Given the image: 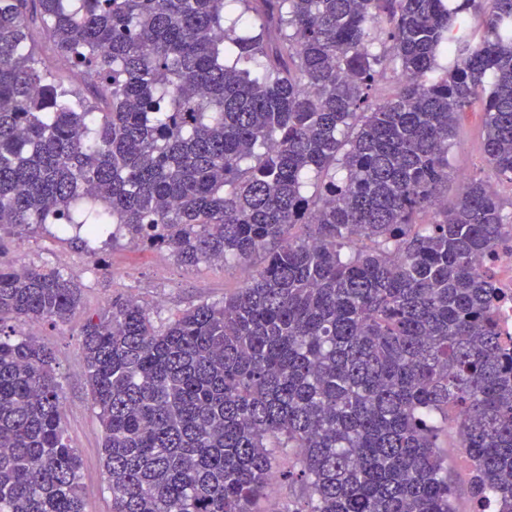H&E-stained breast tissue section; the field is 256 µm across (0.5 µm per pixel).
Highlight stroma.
<instances>
[{
	"label": "stroma",
	"mask_w": 512,
	"mask_h": 512,
	"mask_svg": "<svg viewBox=\"0 0 512 512\" xmlns=\"http://www.w3.org/2000/svg\"><path fill=\"white\" fill-rule=\"evenodd\" d=\"M482 140L481 114L474 107L461 118L449 155L447 198L456 197L463 178L485 170ZM264 260L260 251L244 262L186 266L168 249H149L122 236H105L88 245L52 224L20 233L0 232V264L58 267L83 285L80 306L68 323L23 325L19 331L38 336L55 354L63 387L65 435L82 461L79 494L86 512H112V500L101 459V426L91 405L79 348L84 324L117 296L135 298L157 322L167 321L193 305L221 301L246 286Z\"/></svg>",
	"instance_id": "35a3bbf8"
}]
</instances>
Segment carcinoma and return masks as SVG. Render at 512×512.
I'll return each mask as SVG.
<instances>
[{
  "mask_svg": "<svg viewBox=\"0 0 512 512\" xmlns=\"http://www.w3.org/2000/svg\"><path fill=\"white\" fill-rule=\"evenodd\" d=\"M477 103L512 187V0H0V230L187 265L271 247L222 301L157 325L116 297L85 324L112 512H266L275 480L302 492L288 512H458L454 428L471 512H512L486 287L512 213L474 178L418 221ZM81 292L0 266V512H85L54 353L11 325L66 323ZM460 436L458 431L452 432L453 438ZM448 434L442 436V450L448 453V469L451 472L452 482L455 489V506L459 512H469L472 508V502L468 494L469 465L466 458L462 455L460 448L455 447L454 441Z\"/></svg>",
  "mask_w": 512,
  "mask_h": 512,
  "instance_id": "obj_1",
  "label": "carcinoma"
}]
</instances>
